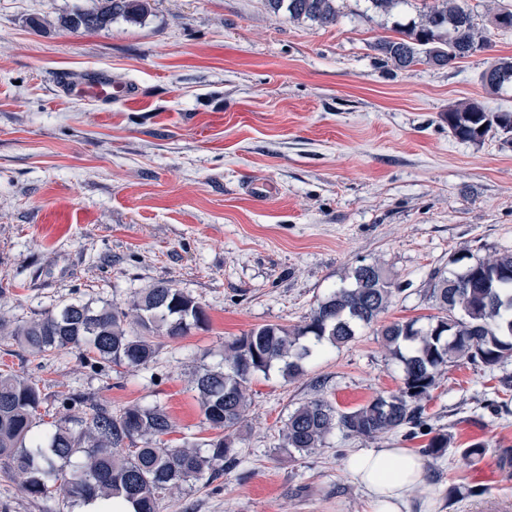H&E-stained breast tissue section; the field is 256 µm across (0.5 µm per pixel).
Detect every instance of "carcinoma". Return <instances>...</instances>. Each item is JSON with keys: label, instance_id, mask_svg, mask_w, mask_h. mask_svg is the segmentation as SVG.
I'll return each mask as SVG.
<instances>
[{"label": "carcinoma", "instance_id": "obj_1", "mask_svg": "<svg viewBox=\"0 0 512 512\" xmlns=\"http://www.w3.org/2000/svg\"><path fill=\"white\" fill-rule=\"evenodd\" d=\"M90 9L57 19V28L76 33L105 29L123 19L137 22L151 10L150 0H95ZM275 12L293 21L321 26L336 24V0H267ZM490 23L512 30V9L492 10ZM393 35L379 38L374 49L384 65L409 70L426 63L445 67L487 46L467 0L423 3L418 20L396 24ZM483 87L497 90L512 84V57L490 62L480 74ZM448 132L462 142L499 138L512 142V111L493 110L470 102L445 113ZM349 283L333 289L306 317L288 327L265 324L224 346V362L195 375L204 420L219 434L202 444L171 447L161 437L173 432L170 415L159 404H132L117 410L95 404L78 428L56 425L35 431L45 397L35 381L0 371V460L21 477L22 491L33 498L61 492L72 503L120 498L132 512H158L161 494L188 481L212 479L218 466L236 462L235 437L250 406L248 388L258 373L276 368L284 376L303 371L304 364L325 345L350 343L359 329L377 322L392 301L394 283L377 265L351 269ZM431 298L438 314L383 326L380 336L403 364L402 386L377 395L351 411L314 397L288 415L278 451L290 458L311 454L338 432L344 437L375 438L404 427L429 437L421 449L432 459L449 449L467 461L486 453L484 443L453 448L448 433H433L423 417L422 401L437 377L452 363H480L489 370L512 359V252L478 260L450 275L434 278ZM205 309L195 298L169 284L138 292L124 304L94 309L70 303L41 318L19 323L0 316V340L12 339L32 355L45 358L80 349L91 364L126 369L146 368L158 352L156 339L171 340L207 324Z\"/></svg>", "mask_w": 512, "mask_h": 512}]
</instances>
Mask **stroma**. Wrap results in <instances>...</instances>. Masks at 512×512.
Segmentation results:
<instances>
[{"label":"stroma","mask_w":512,"mask_h":512,"mask_svg":"<svg viewBox=\"0 0 512 512\" xmlns=\"http://www.w3.org/2000/svg\"><path fill=\"white\" fill-rule=\"evenodd\" d=\"M93 0H0V314L19 322L71 302L99 308L167 283L209 321L164 339L149 367L98 368L79 350L40 360L0 341V369L36 381L50 423L93 404H160L168 443L216 432L192 379L226 342L265 325L302 324L351 267L376 264L397 290L380 323L436 314V274L512 250V146L448 133L449 106L512 111V86L488 93L489 61L512 57V31L486 52L401 71L372 45L418 17L420 0L384 14L337 0L336 25L289 21L266 0H151L141 22L96 32H34ZM96 70L134 94L106 107L65 95L60 76ZM512 361L444 368L423 406L473 462L425 459L407 512H512ZM403 366L376 327L327 347L302 374L256 375L235 443L241 459L210 482L166 491L160 512H367L345 463L359 449L419 450L406 430L332 436L314 454L280 458L289 413L319 395L351 410L397 392ZM76 393L85 405L71 406ZM0 512H71L55 493H23L0 464Z\"/></svg>","instance_id":"obj_1"}]
</instances>
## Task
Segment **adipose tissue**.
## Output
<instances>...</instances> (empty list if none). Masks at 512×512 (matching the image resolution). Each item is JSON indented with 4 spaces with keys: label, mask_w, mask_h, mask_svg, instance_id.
<instances>
[{
    "label": "adipose tissue",
    "mask_w": 512,
    "mask_h": 512,
    "mask_svg": "<svg viewBox=\"0 0 512 512\" xmlns=\"http://www.w3.org/2000/svg\"><path fill=\"white\" fill-rule=\"evenodd\" d=\"M346 469L367 496L370 512H404L424 463L407 448H367L352 453Z\"/></svg>",
    "instance_id": "adipose-tissue-1"
}]
</instances>
